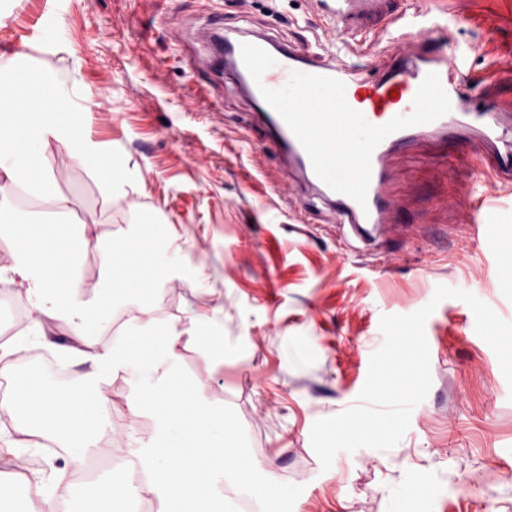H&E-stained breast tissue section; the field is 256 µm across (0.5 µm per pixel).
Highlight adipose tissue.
I'll use <instances>...</instances> for the list:
<instances>
[{"instance_id": "adipose-tissue-1", "label": "adipose tissue", "mask_w": 512, "mask_h": 512, "mask_svg": "<svg viewBox=\"0 0 512 512\" xmlns=\"http://www.w3.org/2000/svg\"><path fill=\"white\" fill-rule=\"evenodd\" d=\"M24 110L14 106L16 84L0 65V247L11 263L0 267V298L26 314L23 329L0 343V378L14 382L0 396V497L15 481L34 492L48 512H189L192 502L213 512H261L284 497L283 488L260 462L226 438L224 401L207 396L181 370L183 353L206 356L212 373L224 368L231 344L224 336V311L215 309L196 329L179 327L161 315L160 289L198 279L180 237L146 228L131 211L121 236L74 227L62 218L66 207L53 196V160L43 150L55 139L66 155L89 170L105 191L121 187L131 171L111 146L94 141L75 120L86 111L76 80L30 70ZM49 199L52 210L38 208ZM105 259L97 287L86 289L81 266L88 252ZM48 351L62 367L89 364L73 385L48 383L39 373H20L16 364L33 349ZM122 377L131 414L128 463L112 467L97 483L86 477L95 448L100 412L112 402V380ZM50 442L64 453L65 481L32 469L29 451Z\"/></svg>"}]
</instances>
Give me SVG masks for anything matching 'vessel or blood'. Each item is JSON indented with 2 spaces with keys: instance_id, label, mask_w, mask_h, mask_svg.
Returning <instances> with one entry per match:
<instances>
[{
  "instance_id": "1",
  "label": "vessel or blood",
  "mask_w": 512,
  "mask_h": 512,
  "mask_svg": "<svg viewBox=\"0 0 512 512\" xmlns=\"http://www.w3.org/2000/svg\"><path fill=\"white\" fill-rule=\"evenodd\" d=\"M314 3L319 17L340 32L339 38L329 46L316 50L287 44L264 34L235 31L215 34L214 47L225 66L245 79L248 97L259 108L272 137L288 158L289 173L298 175L312 196L335 211L337 224L348 228L354 239L367 245L379 239L397 206L391 191L397 156L412 148L419 139L463 135L467 155L486 161L493 170L512 171V103L500 101L494 108L485 110L473 105L463 92L461 58L430 47L421 25H414L408 33L402 53L392 61L379 64L372 77H364L359 65L351 61L357 39L366 38L378 27L386 28L403 20L404 14L397 8L396 0H314ZM61 8L62 0H44L42 13L29 27L31 37H39ZM245 43L259 46L275 60L264 73L262 83L251 80L242 61L241 46ZM295 72L342 81L348 104L374 125L411 114L419 85L428 73L434 72L451 101V110L431 123L392 133L374 149L367 203L362 206L332 190L315 174L301 143L261 95V87L280 88L282 80ZM476 230L496 256L495 262L480 274L479 283L491 278L504 279L511 271L503 265L502 259L512 253V237L499 233L495 225L488 222L479 223Z\"/></svg>"
}]
</instances>
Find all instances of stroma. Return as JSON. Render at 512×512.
I'll return each mask as SVG.
<instances>
[{"label": "stroma", "mask_w": 512, "mask_h": 512, "mask_svg": "<svg viewBox=\"0 0 512 512\" xmlns=\"http://www.w3.org/2000/svg\"><path fill=\"white\" fill-rule=\"evenodd\" d=\"M399 3L426 21L431 43L463 54L467 94L496 82L512 101V75L497 70L512 52V0ZM22 7L0 0V57L70 72L93 89L92 138L138 170L108 195L84 167L55 166L66 219L114 232L135 202L188 242L203 281L165 293L161 309L189 329L223 308L237 345L223 371L210 375L196 350L183 367L224 397L228 420L249 437L246 455L287 486L271 512H389V489L431 470L443 479L419 493V512H512V389L461 300L442 301L426 322L432 385L398 448L339 474L322 470L310 438L316 420L359 395L382 315L413 313L436 286L464 288L492 262L470 219L479 204L512 200V181L478 161L450 168L459 141L443 154L419 142L393 187L401 209L390 254L352 248L323 202L290 187L277 145L209 38L218 22L326 45L334 33L311 0H67L58 43L30 41ZM298 345L307 362L293 358Z\"/></svg>", "instance_id": "1"}]
</instances>
